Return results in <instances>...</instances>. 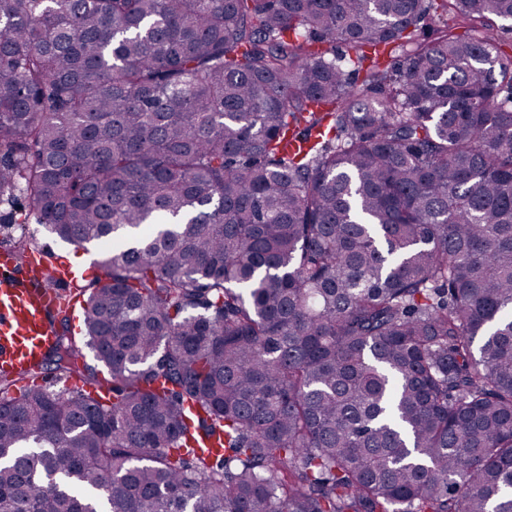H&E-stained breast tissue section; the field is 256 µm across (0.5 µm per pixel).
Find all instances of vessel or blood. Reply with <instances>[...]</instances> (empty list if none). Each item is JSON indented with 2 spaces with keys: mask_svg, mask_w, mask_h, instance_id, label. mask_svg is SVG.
<instances>
[{
  "mask_svg": "<svg viewBox=\"0 0 512 512\" xmlns=\"http://www.w3.org/2000/svg\"><path fill=\"white\" fill-rule=\"evenodd\" d=\"M82 278L36 251L22 261L0 252V368L16 370L42 358L57 338L51 315L72 308L70 290Z\"/></svg>",
  "mask_w": 512,
  "mask_h": 512,
  "instance_id": "b4317fda",
  "label": "vessel or blood"
}]
</instances>
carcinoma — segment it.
Wrapping results in <instances>:
<instances>
[{
	"mask_svg": "<svg viewBox=\"0 0 512 512\" xmlns=\"http://www.w3.org/2000/svg\"><path fill=\"white\" fill-rule=\"evenodd\" d=\"M450 5L512 22L0 0V222L110 244L0 370V512H512V57Z\"/></svg>",
	"mask_w": 512,
	"mask_h": 512,
	"instance_id": "1",
	"label": "carcinoma"
}]
</instances>
